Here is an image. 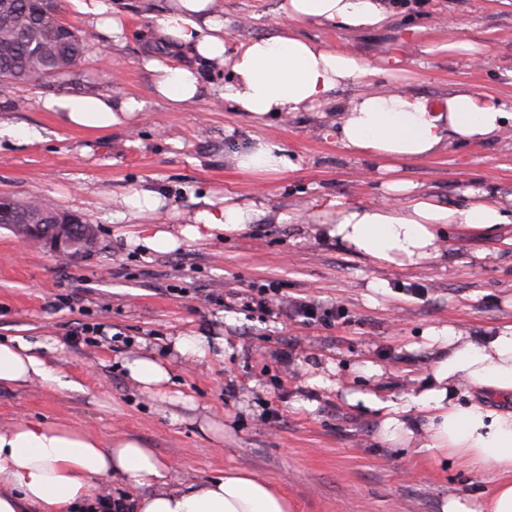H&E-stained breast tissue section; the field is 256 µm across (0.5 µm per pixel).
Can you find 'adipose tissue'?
Returning a JSON list of instances; mask_svg holds the SVG:
<instances>
[{
  "label": "adipose tissue",
  "instance_id": "obj_1",
  "mask_svg": "<svg viewBox=\"0 0 512 512\" xmlns=\"http://www.w3.org/2000/svg\"><path fill=\"white\" fill-rule=\"evenodd\" d=\"M72 2L101 36L120 40L123 15L107 0ZM279 10L293 22L349 30L382 27L392 13L387 0H282ZM154 38L208 64L228 67L232 77L224 85V100L251 118L317 107L335 110L337 142L361 156L392 162L424 158L452 138H497L512 119L490 96L467 88L456 90L440 109L420 96L378 93L373 88L376 67L296 34L278 32L229 46L216 0H170L155 20ZM150 68L156 95L172 105L196 101L203 92L192 67L154 60ZM346 89L352 97L345 103L339 93ZM42 107L61 126L98 131L125 124L144 103L132 96L69 94L46 98ZM234 162L247 172L275 173L293 166L285 148L273 141L236 154ZM387 188L394 199L382 206L340 196L317 201L318 213L335 217L323 223L321 237L378 264L410 267L440 259L438 234L446 225L490 230L512 223V211L492 192L471 188L462 200L449 204L417 192L407 181H392ZM262 212L258 202L228 203L198 212L194 224L180 233L157 231L136 242L167 251L183 236L243 231ZM429 338L433 364L415 392L397 401L356 393L348 400L380 411L386 441H415L431 459L453 457L492 475L493 489L485 502L450 498L441 512H512V324L485 336L433 328ZM49 349L48 343L20 336L0 343V387L38 381L76 388V381L51 361ZM124 367L149 393L162 391L171 379L168 366L150 351L126 359ZM168 473L155 450L137 439L106 444L64 422L22 421L0 428V512H97L95 483L111 476L139 490L126 502L127 512H291L286 494L244 471L181 483L172 482Z\"/></svg>",
  "mask_w": 512,
  "mask_h": 512
}]
</instances>
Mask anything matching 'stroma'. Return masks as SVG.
<instances>
[{
    "label": "stroma",
    "instance_id": "obj_1",
    "mask_svg": "<svg viewBox=\"0 0 512 512\" xmlns=\"http://www.w3.org/2000/svg\"><path fill=\"white\" fill-rule=\"evenodd\" d=\"M281 0H217L231 44L269 33ZM125 16L121 43L104 40L70 0L59 17L85 35L89 50L73 72L40 86L0 80V120L44 129L43 140L0 143V196L48 199L97 231L78 261L20 244L0 224V342L22 336L54 344L80 390L33 383L0 388V428L24 420L66 421L102 441L137 438L180 482L242 470L281 489L293 512H441L444 499L484 501L487 475L456 459L430 460L415 446L384 441L376 410L349 403L354 392L394 400L431 370L428 329L467 336L512 323V223L487 233L451 224L441 259L383 267L323 239L315 200L344 196L390 202L387 183L404 179L452 202L469 188L512 195V123L492 142L449 141L437 155L387 170L336 140V115L323 108L253 119L220 93L229 74L197 64L201 99L171 106L154 93L150 57L156 16L168 0H112ZM299 33L341 47L369 64L403 45V70L379 78V92L420 95L442 105L460 86L491 95L512 113V0H395L388 25L348 31L302 25ZM453 40L469 53L445 50ZM441 44L429 54L425 47ZM134 96L145 108L126 125L88 135L58 125L42 108L65 94ZM260 141L287 151L291 169L237 171L234 153ZM145 190L161 206L133 217L127 201ZM264 202L247 229L182 239L165 252L131 245L133 232H178L198 211L225 199ZM267 280L293 297L343 306L350 323L308 326L262 319L243 294ZM180 287L184 296L170 295ZM227 307L204 301L208 292ZM103 336L72 337L77 324ZM220 337L201 363L183 361L175 337ZM149 348L168 362L172 382L147 393L126 374V358ZM378 366L375 374L366 365Z\"/></svg>",
    "mask_w": 512,
    "mask_h": 512
}]
</instances>
